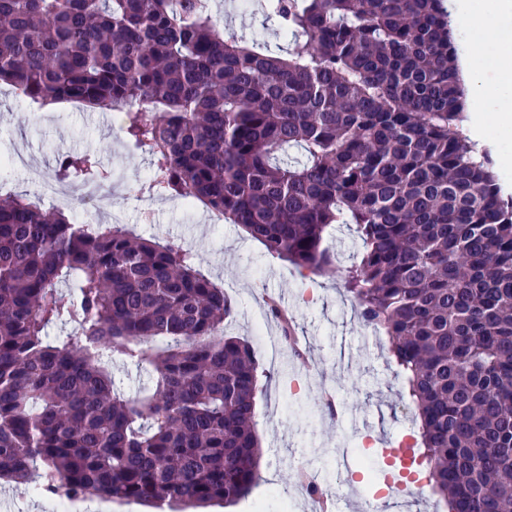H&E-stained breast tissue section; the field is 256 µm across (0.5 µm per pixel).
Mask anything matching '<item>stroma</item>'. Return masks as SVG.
<instances>
[{"mask_svg":"<svg viewBox=\"0 0 512 512\" xmlns=\"http://www.w3.org/2000/svg\"><path fill=\"white\" fill-rule=\"evenodd\" d=\"M225 32L264 41L277 48L275 19L258 13L253 0H234L229 14H218ZM24 104L0 84V157L23 155V164L0 172V195L36 192L51 174L59 147L97 154L112 182L102 185L104 202L120 208L133 233L160 236L187 245L202 272L237 303L225 332L254 345L262 369L272 379L257 398L256 430L261 454L250 493L235 505L210 506L209 512H254L277 506L276 494L291 495V512H309L308 497L298 494L295 478L303 468L315 470L321 488L331 490L326 512H357L371 500L374 512H447L428 485L397 495L398 467L387 465L384 451L413 427V408L403 382L389 360L384 337L361 324L341 289L344 269L358 260L362 242L353 227L338 224L324 244L336 265L321 276L301 277L294 266L271 256L241 228L210 221L203 207L166 194H147L142 183L150 158L132 152L125 132L113 130L109 113L76 111L61 104L25 121ZM506 194L512 196V137H502L497 117L488 114L480 131ZM150 210L152 224L141 222ZM279 301L296 322V334L307 347L308 365L292 368L288 352H271L259 344L260 333L278 334L276 322H263L265 298ZM333 394L335 414L324 410Z\"/></svg>","mask_w":512,"mask_h":512,"instance_id":"1","label":"stroma"}]
</instances>
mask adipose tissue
I'll return each instance as SVG.
<instances>
[{
	"mask_svg": "<svg viewBox=\"0 0 512 512\" xmlns=\"http://www.w3.org/2000/svg\"><path fill=\"white\" fill-rule=\"evenodd\" d=\"M455 27L476 29L477 34L457 55L456 66L465 92L468 127L484 113H498L501 135L512 134V0H447ZM491 57L492 65L477 68L478 56Z\"/></svg>",
	"mask_w": 512,
	"mask_h": 512,
	"instance_id": "obj_1",
	"label": "adipose tissue"
}]
</instances>
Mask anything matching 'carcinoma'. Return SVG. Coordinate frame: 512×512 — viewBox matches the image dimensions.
Instances as JSON below:
<instances>
[{
    "mask_svg": "<svg viewBox=\"0 0 512 512\" xmlns=\"http://www.w3.org/2000/svg\"><path fill=\"white\" fill-rule=\"evenodd\" d=\"M257 2L280 56L224 36L205 0H0V83L30 113L124 103L145 188L301 273L335 264L331 225H356L343 286L388 341L433 494L512 512V198L463 131L444 0ZM104 172L91 153L55 161L72 184ZM233 310L181 244L1 198L0 480L161 512L244 498L263 386L252 345L224 335ZM116 355L152 387L117 391Z\"/></svg>",
    "mask_w": 512,
    "mask_h": 512,
    "instance_id": "carcinoma-1",
    "label": "carcinoma"
}]
</instances>
